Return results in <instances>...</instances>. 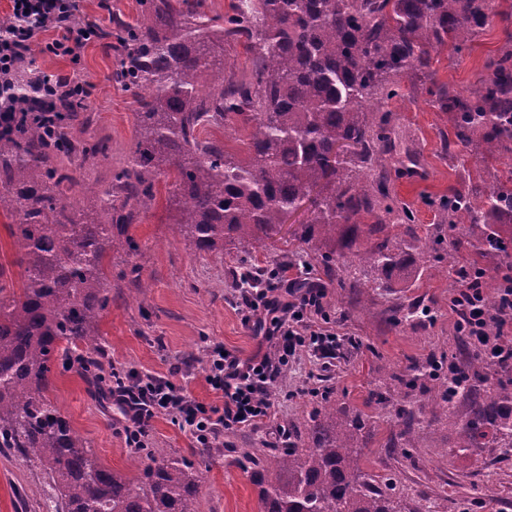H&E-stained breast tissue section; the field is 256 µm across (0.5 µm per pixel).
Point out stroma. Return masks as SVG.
I'll return each mask as SVG.
<instances>
[{"instance_id": "35a3bbf8", "label": "stroma", "mask_w": 512, "mask_h": 512, "mask_svg": "<svg viewBox=\"0 0 512 512\" xmlns=\"http://www.w3.org/2000/svg\"><path fill=\"white\" fill-rule=\"evenodd\" d=\"M504 42L495 27L461 58L438 53L437 82L470 88L484 61ZM117 66L116 52L95 43L85 50L79 70L93 87L89 109L96 115L98 133L112 147L109 158L98 161L91 172L102 185L111 170L125 165L136 137L134 92L110 79ZM404 92L405 100L392 105L394 153L416 154L419 166L416 174L396 179L393 190L399 200L414 205L417 223L436 238L429 246L415 243V250L425 251L433 261L452 255L454 267L422 273L406 287L385 293L342 287L339 276L349 270L353 257H337L339 276L327 281L324 305L346 345L325 370L302 358L296 369L273 383L270 419L251 429L224 431L218 447L206 453L167 416L155 419L147 447H127L111 408L98 395L97 382L85 372L56 366L49 398L106 468L138 484L143 467L151 462L149 449L162 448L189 458L199 469L200 512H260L251 472L240 463L244 452L272 449L275 428L287 422L296 425L301 444H309L306 421L313 408L327 402L362 416L365 425L354 441L362 450L360 467L379 476L394 475L407 503L429 499L431 512H512V452L499 448L491 437L482 439L479 447L459 449L457 429L435 411L422 387L397 394L386 384L390 374H409L414 362L433 354L453 357L463 367L468 364L472 350L456 332L450 297L457 267L472 264L475 255L467 234H449L424 200L484 176L474 157L451 159L443 152L448 119L429 103L425 91L408 86ZM171 189L170 180L162 179L155 199L132 224L137 251L112 255V304L101 321V347L117 369L165 375L175 363H188L189 390L220 408L224 401L207 382L208 347L220 344L244 359L264 351L237 306L240 276L252 266L272 267L274 256L295 253L300 244L286 233L274 251L262 249L248 258L231 246L219 256L195 252L171 225ZM411 306L417 309L414 319L399 325L390 321L392 308ZM401 400L423 424L418 449L409 459L397 452L405 444L393 421ZM0 512H54L50 488L35 480L30 463L15 454H0Z\"/></svg>"}]
</instances>
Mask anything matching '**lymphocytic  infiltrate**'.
I'll list each match as a JSON object with an SVG mask.
<instances>
[{"mask_svg": "<svg viewBox=\"0 0 512 512\" xmlns=\"http://www.w3.org/2000/svg\"><path fill=\"white\" fill-rule=\"evenodd\" d=\"M81 8L82 0H11L13 23L0 30V121L23 109L13 95L14 77L36 36L53 33L50 53L79 64L93 41L91 32L74 23ZM269 279L267 287L243 292L240 302L245 323L263 336L264 353L244 360L219 344L208 350L207 381L221 394L223 408L204 404L188 390L182 366L165 376L124 373L111 401L127 447H146L152 423L162 415L172 417L199 447H214L223 430L252 428L268 417L269 385L291 358L308 352L324 366L335 359L343 339L329 327L324 289L298 287L280 269L271 270ZM451 306L466 335L481 339L493 315H500L502 323L512 322V277L500 281L496 311L487 309L481 289L471 282L457 289Z\"/></svg>", "mask_w": 512, "mask_h": 512, "instance_id": "lymphocytic-infiltrate-1", "label": "lymphocytic infiltrate"}]
</instances>
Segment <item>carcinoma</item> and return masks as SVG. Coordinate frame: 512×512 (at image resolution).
<instances>
[{
    "instance_id": "obj_1",
    "label": "carcinoma",
    "mask_w": 512,
    "mask_h": 512,
    "mask_svg": "<svg viewBox=\"0 0 512 512\" xmlns=\"http://www.w3.org/2000/svg\"><path fill=\"white\" fill-rule=\"evenodd\" d=\"M129 23L112 11L103 27L82 14L96 41L122 55L114 78L137 91V138L129 163L107 188L95 186L97 209L74 211L75 156H109L107 141L86 126V99L55 92L44 78L18 85L34 94L36 120L0 128V212L24 266L20 291L0 265V453L27 459L51 484L57 512H199L200 473L184 458L150 450L153 464L133 490L105 469L87 442L51 402L52 368L62 355L100 351L102 312L112 302L104 259L137 250L129 228L155 197L161 177L175 174L171 200L175 230L199 252L241 253L267 247L287 215L310 202L308 219L292 236L296 258L319 261L336 275V254L349 252L358 277L351 288L390 291L408 280V246L392 229L416 235L414 209L392 194V177L416 161H394L390 102L402 83L426 90L448 114L442 148L467 151L492 180L448 189L440 223L484 225L471 246L482 257L512 256V0H234L231 12L212 15L206 0H141ZM500 26L505 44L484 63L485 73L461 91L434 78V55L472 49ZM241 41L252 67L224 81V43ZM239 120L251 127L248 158L237 160L201 136L207 127ZM486 355L471 357L467 375L437 376L433 362L413 368L408 388L428 380L429 400L448 410L459 447L492 435L512 448V380L485 384ZM470 402L465 418L451 405ZM401 435L416 431L415 412L401 405ZM364 421L322 405L310 417L312 447L290 441L268 454L244 456L259 488L261 512H405L393 482L377 483L357 463L352 447Z\"/></svg>"
}]
</instances>
